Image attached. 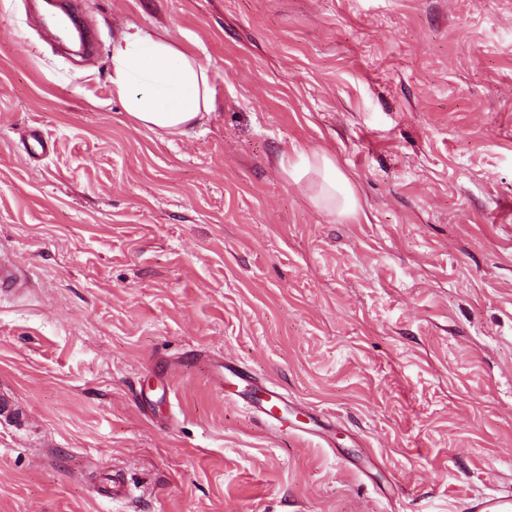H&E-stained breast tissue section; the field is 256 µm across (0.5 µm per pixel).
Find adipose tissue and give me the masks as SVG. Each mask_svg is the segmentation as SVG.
Segmentation results:
<instances>
[{
  "label": "adipose tissue",
  "mask_w": 512,
  "mask_h": 512,
  "mask_svg": "<svg viewBox=\"0 0 512 512\" xmlns=\"http://www.w3.org/2000/svg\"><path fill=\"white\" fill-rule=\"evenodd\" d=\"M110 82L113 97L133 121L170 135L185 133L212 107L207 68L163 36L134 24L112 46ZM314 168L324 172L328 198H339L340 214L355 215L358 200L331 156L300 158L290 175L298 181Z\"/></svg>",
  "instance_id": "ef3b65f1"
}]
</instances>
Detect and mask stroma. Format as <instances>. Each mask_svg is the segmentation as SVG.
Wrapping results in <instances>:
<instances>
[{"label": "stroma", "mask_w": 512, "mask_h": 512, "mask_svg": "<svg viewBox=\"0 0 512 512\" xmlns=\"http://www.w3.org/2000/svg\"><path fill=\"white\" fill-rule=\"evenodd\" d=\"M0 0V512H468L512 495V0ZM207 66L185 134L112 42ZM41 130L50 155L27 153ZM327 153L360 211L286 173ZM303 430L218 396L213 359ZM120 472L146 495L105 502ZM112 96L137 124L181 135L212 107L211 77L161 35L129 25L112 45ZM22 287L23 281L18 263L0 251V293L15 294Z\"/></svg>", "instance_id": "1"}]
</instances>
